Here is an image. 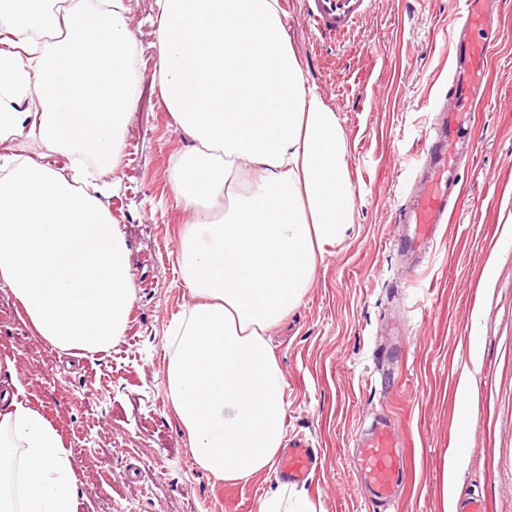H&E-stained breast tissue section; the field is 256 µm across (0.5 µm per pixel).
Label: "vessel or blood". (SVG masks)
<instances>
[{"instance_id": "1", "label": "vessel or blood", "mask_w": 512, "mask_h": 512, "mask_svg": "<svg viewBox=\"0 0 512 512\" xmlns=\"http://www.w3.org/2000/svg\"><path fill=\"white\" fill-rule=\"evenodd\" d=\"M485 0H465L460 18L466 29L475 31V38L460 42L459 55L465 64L453 75L451 91L457 109L441 112L428 134L424 153L427 157L425 190L418 193L410 210L409 225L397 240L402 249L425 255L439 224L445 223L448 213L457 209L462 195L453 175L460 163L457 145L468 131V108L484 95L481 72L490 49V34L499 25V18L484 8ZM372 0H312L309 20L322 34H337L351 29L369 12ZM319 457L308 441L295 438L289 441L280 474L299 481L316 470ZM358 475L367 479L375 495L382 500L392 499L404 471V451L395 437L391 421L376 422L369 429L356 463Z\"/></svg>"}]
</instances>
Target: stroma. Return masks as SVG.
<instances>
[{
  "instance_id": "1",
  "label": "stroma",
  "mask_w": 512,
  "mask_h": 512,
  "mask_svg": "<svg viewBox=\"0 0 512 512\" xmlns=\"http://www.w3.org/2000/svg\"><path fill=\"white\" fill-rule=\"evenodd\" d=\"M308 78L345 132L355 188L346 241L320 261L299 306L269 333L285 373V432L311 440L319 468L300 485L322 512H443L446 455L464 446L456 499L512 512V0L484 65L483 103L456 174L463 203L423 265L393 239L427 174L423 145L448 105L457 58L454 0H374L358 27L329 37L308 0H281ZM140 95L125 136L124 175L108 203L131 251L134 305L122 342L88 357L35 336L0 286V359L15 360L30 402L53 422L79 466V512H255L279 471L217 484L193 462L167 397L172 319L192 304L176 259L184 214L169 179L192 142L177 132L153 83L156 0H132ZM475 418L458 431L462 373ZM395 425L406 479L397 504L374 505L352 470L356 440L377 412Z\"/></svg>"
}]
</instances>
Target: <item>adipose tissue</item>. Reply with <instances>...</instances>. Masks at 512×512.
Instances as JSON below:
<instances>
[{
	"mask_svg": "<svg viewBox=\"0 0 512 512\" xmlns=\"http://www.w3.org/2000/svg\"><path fill=\"white\" fill-rule=\"evenodd\" d=\"M159 86L194 146L172 166L177 255L194 302L165 384L193 461L248 482L281 451L286 377L269 331L301 302L355 204L344 131L311 84L279 0H156ZM0 283L34 331L99 354L123 339L129 250L106 202L138 96L130 0H0ZM31 137L67 171L11 152ZM0 395V512H79L77 463L14 360Z\"/></svg>",
	"mask_w": 512,
	"mask_h": 512,
	"instance_id": "ef3b65f1",
	"label": "adipose tissue"
}]
</instances>
